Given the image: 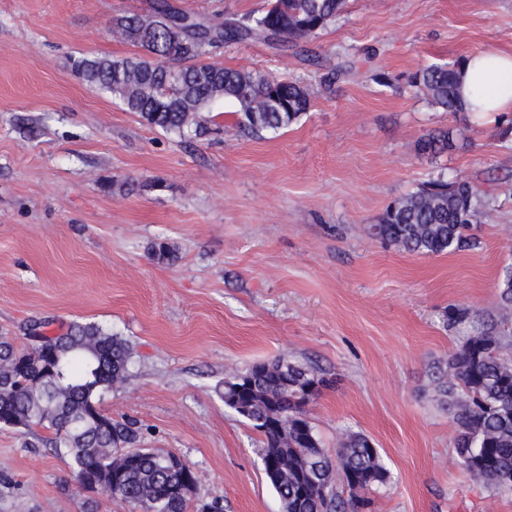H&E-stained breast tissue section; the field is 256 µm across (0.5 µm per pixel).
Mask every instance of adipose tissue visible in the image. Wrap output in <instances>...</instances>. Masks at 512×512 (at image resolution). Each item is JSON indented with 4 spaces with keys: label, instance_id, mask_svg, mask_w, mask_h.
Instances as JSON below:
<instances>
[{
    "label": "adipose tissue",
    "instance_id": "obj_1",
    "mask_svg": "<svg viewBox=\"0 0 512 512\" xmlns=\"http://www.w3.org/2000/svg\"><path fill=\"white\" fill-rule=\"evenodd\" d=\"M466 108L471 112H512V54L485 50L470 55L458 69Z\"/></svg>",
    "mask_w": 512,
    "mask_h": 512
}]
</instances>
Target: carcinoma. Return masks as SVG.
Segmentation results:
<instances>
[{
  "mask_svg": "<svg viewBox=\"0 0 512 512\" xmlns=\"http://www.w3.org/2000/svg\"><path fill=\"white\" fill-rule=\"evenodd\" d=\"M345 0H269L258 15L198 18L169 0L148 14L112 19V35L141 48L133 57H79L72 71L88 86L112 95L144 123L181 137L209 133L204 113L220 100L236 102L237 126L248 135L277 133L297 123L311 106L309 86L244 69L201 61L222 44L262 41L277 47L312 38L342 13ZM453 65H430L408 79L410 87L445 112L465 104ZM454 147L450 130L421 140L424 152ZM491 203L464 179L439 175L391 203L375 235L408 253L440 255L478 245L468 231L490 218ZM157 260L173 264L176 249L152 246ZM496 318L485 321L466 308L448 311L451 326L470 334L434 367L435 392L455 426V460L477 482L512 491V267L499 281ZM128 341L95 322H72L21 348L0 336V428L22 435L34 427L53 431L47 442L63 455L74 479L94 484L128 512H186L198 476L172 453L134 447L137 431L98 407L104 393L122 383L132 362ZM326 386L320 370L279 358L224 375V404L262 437L263 468L281 512H365L370 494L390 480L378 449L359 432L343 434L336 455L323 447L307 406ZM349 498L336 483V471Z\"/></svg>",
  "mask_w": 512,
  "mask_h": 512,
  "instance_id": "carcinoma-1",
  "label": "carcinoma"
}]
</instances>
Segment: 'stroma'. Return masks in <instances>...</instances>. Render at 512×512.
Wrapping results in <instances>:
<instances>
[{
	"mask_svg": "<svg viewBox=\"0 0 512 512\" xmlns=\"http://www.w3.org/2000/svg\"><path fill=\"white\" fill-rule=\"evenodd\" d=\"M152 0H0V333L96 322L133 349L103 412L135 421L140 447L199 475L186 512H280L261 437L225 407L224 375L279 357L331 379L309 407L324 448L369 436L391 472L368 512H512V493L454 460V425L432 371L486 318L512 266V133L498 113H449L407 85L432 65L512 52V0H346L316 39L211 49L210 63L307 83L312 107L278 135L243 136L215 102L190 141L147 126L72 72V58L138 54L114 17ZM203 17L269 0H170ZM384 72L389 82L372 76ZM453 130L455 146L419 151ZM491 190L477 247L423 256L374 236L387 206L437 174ZM129 179L145 190L127 193ZM165 241L168 265L151 247ZM50 432L0 428V512H128L81 489Z\"/></svg>",
	"mask_w": 512,
	"mask_h": 512,
	"instance_id": "35a3bbf8",
	"label": "stroma"
}]
</instances>
